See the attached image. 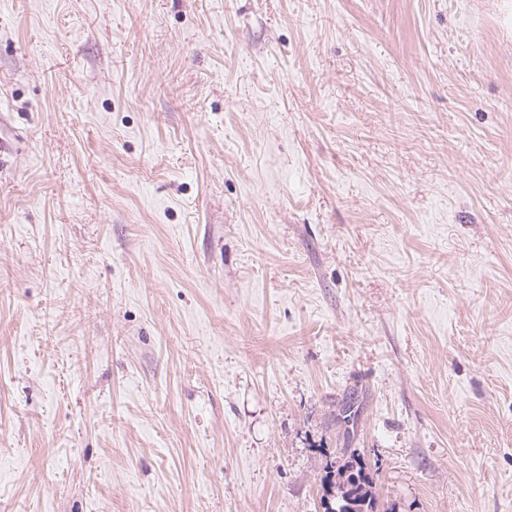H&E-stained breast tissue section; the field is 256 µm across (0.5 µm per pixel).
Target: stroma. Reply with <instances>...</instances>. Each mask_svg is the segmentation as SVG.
Listing matches in <instances>:
<instances>
[{
    "instance_id": "35a3bbf8",
    "label": "stroma",
    "mask_w": 512,
    "mask_h": 512,
    "mask_svg": "<svg viewBox=\"0 0 512 512\" xmlns=\"http://www.w3.org/2000/svg\"><path fill=\"white\" fill-rule=\"evenodd\" d=\"M345 444L512 512V0H0V512H323Z\"/></svg>"
}]
</instances>
